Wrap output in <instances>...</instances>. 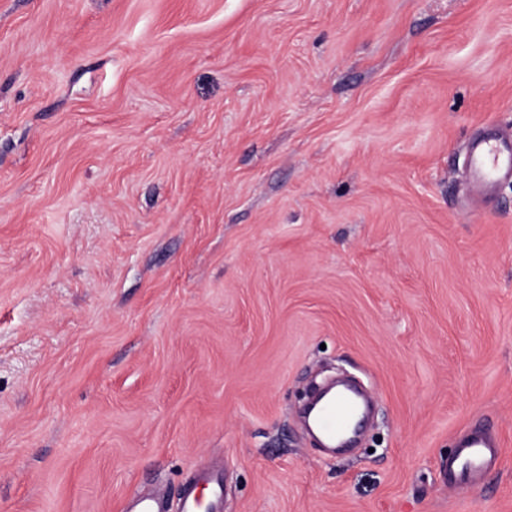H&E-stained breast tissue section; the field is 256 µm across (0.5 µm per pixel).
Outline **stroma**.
I'll list each match as a JSON object with an SVG mask.
<instances>
[{"mask_svg":"<svg viewBox=\"0 0 512 512\" xmlns=\"http://www.w3.org/2000/svg\"><path fill=\"white\" fill-rule=\"evenodd\" d=\"M500 127L512 0H0V512L213 463L224 512H512ZM336 376L373 415L332 453ZM470 170L474 186L480 192L512 177V137L500 135L474 141L470 152ZM457 452L450 467L442 476L451 485L473 483L498 466L500 453L496 443L482 431H471L457 444Z\"/></svg>","mask_w":512,"mask_h":512,"instance_id":"1","label":"stroma"}]
</instances>
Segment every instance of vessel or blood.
Returning a JSON list of instances; mask_svg holds the SVG:
<instances>
[{"label": "vessel or blood", "instance_id": "1", "mask_svg": "<svg viewBox=\"0 0 512 512\" xmlns=\"http://www.w3.org/2000/svg\"><path fill=\"white\" fill-rule=\"evenodd\" d=\"M470 170L474 186L481 192L512 177V137L501 135L474 141ZM358 410V401L343 392L320 406L315 421L324 436L336 442L343 438ZM499 458L496 443L486 433L469 432L459 440L451 466L442 471L443 479L451 485L476 482L497 467ZM201 486L207 487L208 499L200 498L197 489ZM223 496V478L218 470H202L196 474L193 488L180 493L175 507L164 506L156 496L139 494L132 499L128 512H201L205 507L210 512H218Z\"/></svg>", "mask_w": 512, "mask_h": 512}]
</instances>
